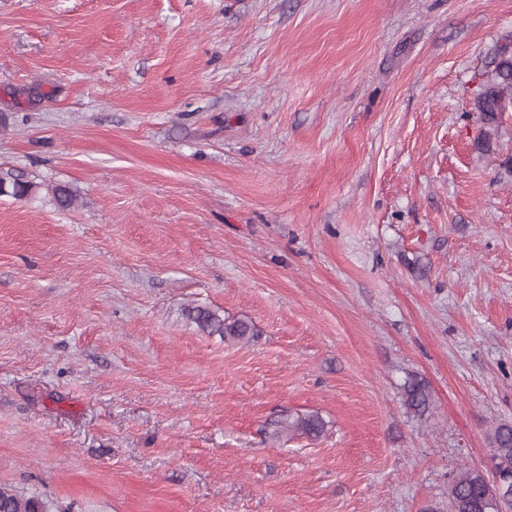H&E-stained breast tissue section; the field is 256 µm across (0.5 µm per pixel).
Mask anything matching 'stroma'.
Segmentation results:
<instances>
[{
    "label": "stroma",
    "instance_id": "35a3bbf8",
    "mask_svg": "<svg viewBox=\"0 0 512 512\" xmlns=\"http://www.w3.org/2000/svg\"><path fill=\"white\" fill-rule=\"evenodd\" d=\"M506 49L512 0H0V177L35 185L0 196V482L446 505L512 422V107L487 153L471 109ZM188 315L197 326L208 334H219L229 339H243L254 336L253 327L244 320L226 321L208 308L195 306L188 309ZM403 404L407 411L416 416H424L431 405V394L424 379L418 375H408L403 384Z\"/></svg>",
    "mask_w": 512,
    "mask_h": 512
}]
</instances>
